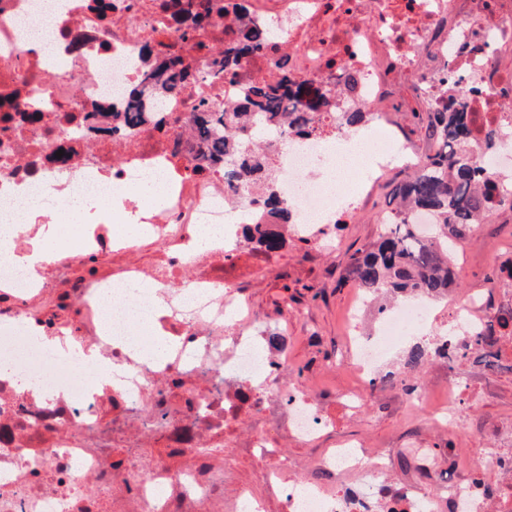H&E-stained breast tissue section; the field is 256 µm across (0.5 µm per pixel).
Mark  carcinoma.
<instances>
[{"label": "carcinoma", "mask_w": 512, "mask_h": 512, "mask_svg": "<svg viewBox=\"0 0 512 512\" xmlns=\"http://www.w3.org/2000/svg\"><path fill=\"white\" fill-rule=\"evenodd\" d=\"M163 11L174 17H186L217 8L213 0H163ZM234 36L224 42L222 57L213 61L216 71L237 75L249 56L266 58L277 70L274 78H258L247 82L243 89L252 111L260 113V120L251 123L245 113L217 112L210 102H202L197 117L199 150L194 171L202 172L212 164H224L225 192L236 196L250 187L261 191L277 222L290 224L292 203L275 189V166L269 157L265 141L282 134L305 135L322 131L321 114L331 115L338 128L357 127L366 121V105L356 96L357 75L348 74L342 92L329 86L309 89L288 75L286 57L279 54L272 42L271 31L249 16L248 7L238 6ZM188 66L182 56L174 54L159 68L151 69V76L166 92L176 90L187 75ZM459 98L450 99L446 107L425 113L426 134L439 145L428 155L418 170L405 174L394 182L391 196L402 214L397 224L384 225L380 239L369 248L350 257V275L359 288L377 299L398 296L426 295L442 298L456 283L452 254L465 241L477 224L488 215L493 203L500 204L512 196L500 195L494 200L495 185L484 169L467 155V145L473 137L472 113ZM122 116L123 123L140 127L153 124L162 128L165 118L159 113L147 112L138 91L131 97ZM424 210L433 217L428 235L420 233L418 225L408 222L405 214ZM267 252H275L285 244V238L264 231L263 225H254L246 238ZM498 329L473 337L461 351L451 344L438 346L435 353L448 364L470 354L487 367L501 368L500 337L512 333V310L502 314Z\"/></svg>", "instance_id": "1"}]
</instances>
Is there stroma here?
<instances>
[{
  "mask_svg": "<svg viewBox=\"0 0 512 512\" xmlns=\"http://www.w3.org/2000/svg\"><path fill=\"white\" fill-rule=\"evenodd\" d=\"M389 205L388 189L369 196L344 224L339 225L333 242L303 246L288 240L274 253H263L254 245L239 249L227 274L239 286L242 297L258 319L252 335L260 346H267L273 335L286 337L287 363L284 379L294 389H311L330 426L313 444L279 438L278 451L292 470L307 475V465L319 453L336 447L343 439L370 443L381 450L394 484L418 480L424 461L411 458L409 467L400 460L406 443L421 440L430 459L439 465L457 462L466 467L470 460L497 451L498 424L512 417V373L488 370L474 357L455 365L432 356L412 372L405 359L414 338L430 337L448 324V301L432 305L430 318L415 326L408 338L393 349L378 366L379 373L396 372L394 384L377 389L368 406L351 413L343 409L340 396L353 388L357 379L347 367L352 355L354 332L346 326V315L356 299L357 285L347 271L349 257L374 242L382 232L379 214ZM512 245V204L499 206L497 213L461 244L455 255L459 270L454 298L488 287L493 280L494 260ZM478 376L482 393L465 402L463 429L455 434L432 430L426 413L405 406L406 385L428 387L432 403L448 400V381ZM247 435L246 422L229 429L225 440L213 441L210 458L224 464L226 492L244 488L263 501L267 512H281L283 499L260 478L261 464L250 449L238 447Z\"/></svg>",
  "mask_w": 512,
  "mask_h": 512,
  "instance_id": "1",
  "label": "stroma"
}]
</instances>
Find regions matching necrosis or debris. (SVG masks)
I'll list each match as a JSON object with an SVG mask.
<instances>
[{
    "mask_svg": "<svg viewBox=\"0 0 512 512\" xmlns=\"http://www.w3.org/2000/svg\"><path fill=\"white\" fill-rule=\"evenodd\" d=\"M95 2L0 0V240L20 237V185L55 211L74 199L112 197L148 232L131 244L123 231L99 224L79 247L60 239L49 264L53 277L38 281L0 266V512H217L223 471L204 462L177 471L163 464L119 468L109 446L136 430L161 434L172 453L193 454L251 411L258 421L245 445L263 459V480L282 491L285 512H512L511 479L488 493L435 466L437 492L397 487L386 480L384 463L353 441L314 460L317 469L343 477L335 491L303 488L289 476L270 432L310 442L325 421L307 394L283 391L284 359L259 356L243 336L251 317L224 276L244 225L275 220L253 198L228 195L220 166L191 172L199 102L241 109L239 89L210 75L240 0H224L223 14L202 21L190 39L183 23L161 17L156 0H110L103 14ZM249 12L272 32L296 82L336 88L356 71L372 112L399 85L410 87L420 108L436 111L464 81L475 141L488 125L501 139L481 164L499 186L512 184V109L503 104L512 97V0H249ZM49 17L55 24L48 36L59 49L47 59L27 42ZM172 51L189 64L183 86L161 99L163 112L180 116L178 128L163 135L124 127L114 114L128 89ZM431 151L392 136L377 148L353 131L334 141L285 139L278 191L293 203V235L311 239L341 222L381 185L390 165L416 170ZM149 173L165 182L156 207L139 194ZM206 229L209 243L194 246ZM495 288L498 306L471 294L449 308L446 334L456 347L512 309V277L498 276ZM130 293L144 308L162 297L168 310L162 327L177 345L161 371L130 355L146 344L129 321ZM47 303L53 313L44 311ZM428 314L424 302L398 304L356 342L352 365L364 385H372L388 342ZM41 334L72 337L98 356L46 369L56 355L39 344ZM105 359L131 369L121 387L97 394L72 374L79 366L99 372ZM227 372L232 378L221 384ZM15 374L52 390V398L17 393ZM160 378L177 381L180 393L154 390ZM105 404L116 415L108 431L100 425ZM162 410L167 422L155 424ZM83 474L94 478L93 491L82 487Z\"/></svg>",
    "mask_w": 512,
    "mask_h": 512,
    "instance_id": "necrosis-or-debris-1",
    "label": "necrosis or debris"
}]
</instances>
